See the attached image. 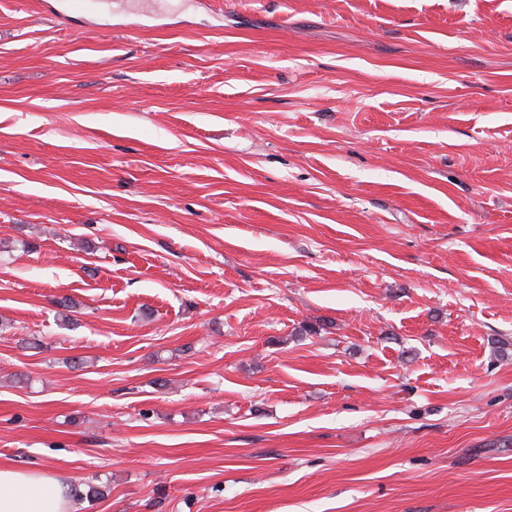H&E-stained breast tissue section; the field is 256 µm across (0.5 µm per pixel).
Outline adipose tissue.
Instances as JSON below:
<instances>
[{
  "instance_id": "ef3b65f1",
  "label": "adipose tissue",
  "mask_w": 512,
  "mask_h": 512,
  "mask_svg": "<svg viewBox=\"0 0 512 512\" xmlns=\"http://www.w3.org/2000/svg\"><path fill=\"white\" fill-rule=\"evenodd\" d=\"M67 487L44 471L0 465V512H68Z\"/></svg>"
}]
</instances>
